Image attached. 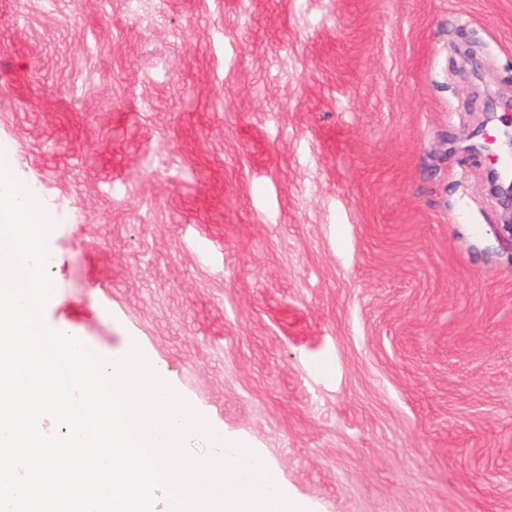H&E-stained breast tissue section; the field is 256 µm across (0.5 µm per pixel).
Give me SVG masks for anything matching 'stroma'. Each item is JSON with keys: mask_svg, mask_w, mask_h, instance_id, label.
Returning <instances> with one entry per match:
<instances>
[{"mask_svg": "<svg viewBox=\"0 0 512 512\" xmlns=\"http://www.w3.org/2000/svg\"><path fill=\"white\" fill-rule=\"evenodd\" d=\"M512 0H0L43 317L138 346L307 512H512ZM487 183L491 192L512 211V176L502 174L493 168L488 172Z\"/></svg>", "mask_w": 512, "mask_h": 512, "instance_id": "35a3bbf8", "label": "stroma"}]
</instances>
